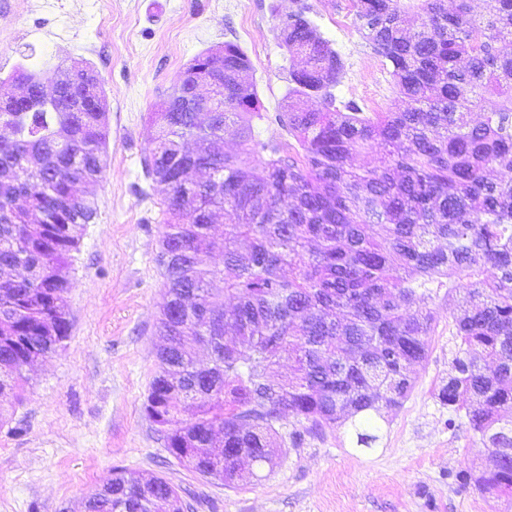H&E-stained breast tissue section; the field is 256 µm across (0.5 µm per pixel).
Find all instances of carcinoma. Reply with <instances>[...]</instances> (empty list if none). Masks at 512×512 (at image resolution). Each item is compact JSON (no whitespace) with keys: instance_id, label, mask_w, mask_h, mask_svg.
<instances>
[{"instance_id":"cac0c4a2","label":"carcinoma","mask_w":512,"mask_h":512,"mask_svg":"<svg viewBox=\"0 0 512 512\" xmlns=\"http://www.w3.org/2000/svg\"><path fill=\"white\" fill-rule=\"evenodd\" d=\"M353 25L390 67L405 108L364 115L337 98L341 54L306 0L280 21L287 103L277 121L296 145L254 133L263 119L252 69L234 42L186 66L224 74L230 112L207 121L177 100L155 112L146 173L166 186L157 263L165 292L155 374L144 412L168 452L235 487L273 466L278 427H348L373 448L414 387L436 327V289L463 290L450 313L459 340L437 394L496 453L454 475L482 495L512 499V0H355ZM60 98L0 108V425L21 402L25 372L68 338L65 294L74 252L95 223L92 192L108 161L105 90L87 62H62ZM74 97L94 101L67 111ZM478 109L482 120L474 122ZM238 125L242 152L224 151ZM192 138L188 150L184 140ZM378 164L351 166L359 149ZM218 239L211 226L221 215ZM219 251L224 266L205 257ZM207 347L197 363L190 343ZM288 359L292 375L270 370ZM86 512H185L163 478L116 468Z\"/></svg>"}]
</instances>
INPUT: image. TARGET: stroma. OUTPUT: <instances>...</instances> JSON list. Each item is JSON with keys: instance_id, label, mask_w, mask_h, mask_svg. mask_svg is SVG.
Segmentation results:
<instances>
[{"instance_id": "stroma-1", "label": "stroma", "mask_w": 512, "mask_h": 512, "mask_svg": "<svg viewBox=\"0 0 512 512\" xmlns=\"http://www.w3.org/2000/svg\"><path fill=\"white\" fill-rule=\"evenodd\" d=\"M311 18L346 60L336 89L364 112L395 110L400 98L381 59L353 26V0H307ZM294 0H0V96L20 65L52 75L63 61L89 62L109 105V164L95 186L99 211L75 254L67 294L69 337L27 373L23 400L0 427V512H84L88 492L112 469L154 473L179 489L189 512H512L505 501L452 479L487 450L465 416L450 417L435 394L458 341L456 302L438 291L436 329L415 387L384 428L378 448L351 434H290L281 425L273 467L226 487L171 456L143 403L155 370L159 306L156 262L163 185L143 174L149 114L179 85L200 52L237 42L266 113L265 141L288 143L271 116L288 90V56L276 27Z\"/></svg>"}]
</instances>
